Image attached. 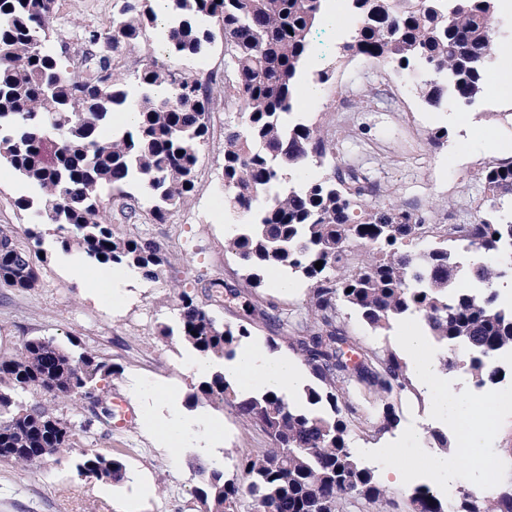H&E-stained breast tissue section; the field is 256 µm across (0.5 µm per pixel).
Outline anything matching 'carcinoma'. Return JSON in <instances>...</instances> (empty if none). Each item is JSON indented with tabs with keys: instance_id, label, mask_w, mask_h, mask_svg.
I'll list each match as a JSON object with an SVG mask.
<instances>
[{
	"instance_id": "obj_1",
	"label": "carcinoma",
	"mask_w": 512,
	"mask_h": 512,
	"mask_svg": "<svg viewBox=\"0 0 512 512\" xmlns=\"http://www.w3.org/2000/svg\"><path fill=\"white\" fill-rule=\"evenodd\" d=\"M360 28L345 49L406 71L413 60L428 67L417 80L434 106L474 99L483 73L512 46L498 34L496 0H350ZM170 19L162 45L172 56H200L215 21L224 35V103L238 106L242 125L224 131V198L244 222L227 239L230 252L260 287L268 271L287 270L307 282L306 303L276 318L279 336L304 363L311 383L300 403L274 391L242 393L224 375L252 337L251 317L266 312L242 302L244 317L229 325L193 297L180 296L178 336L198 356L216 361L214 372L185 397L190 408L229 405L243 425L260 431L269 448L238 463L247 479L251 512H392L393 501L360 464L351 428L384 434L398 424L395 401L420 397L407 363L395 350L374 349L350 336L342 310H354L375 331L417 317L448 349L440 368H464L475 383L499 380L496 357L512 352V307L497 304L496 284L512 264H473L478 286L459 285L458 242L476 254L512 256V215L501 200L512 197V161L493 160L482 173L488 209L470 224L454 225L427 243L426 225L414 209L389 200H367L369 178L334 161L332 135L284 116L298 106L297 75L323 0H168ZM56 0H0V161L36 186L39 199L21 197L18 207L56 225L61 246L75 248L101 265L142 269L153 279L169 264L161 244L142 234L119 236L103 215L101 191L127 197L131 182L144 188L159 223L195 191L200 147L207 141L213 97L196 76L152 63L139 74L137 99L112 81L111 53L159 27L155 0H123L103 35L86 30L82 69L69 71L45 47ZM167 93L155 95L158 87ZM133 112V126L112 130L113 115ZM329 164L316 178L306 165ZM0 225V286L28 291L38 283L30 243L40 233ZM322 268H315L316 262ZM116 366L86 349H66L53 339L26 337L17 353L0 357V460L33 469L73 449L71 421L47 406L27 407L12 393L35 391L79 409L98 410L110 424L100 380ZM366 391L381 407L372 416L352 397ZM432 447L448 451V433L426 428ZM78 477L108 484L127 478L123 459L83 449L74 460ZM241 488L224 478V462L202 470L195 497L205 512H237ZM411 512H512V483L462 489L453 502L436 488L419 485Z\"/></svg>"
}]
</instances>
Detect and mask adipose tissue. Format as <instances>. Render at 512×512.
<instances>
[{
  "mask_svg": "<svg viewBox=\"0 0 512 512\" xmlns=\"http://www.w3.org/2000/svg\"><path fill=\"white\" fill-rule=\"evenodd\" d=\"M224 374L246 391L274 390L292 399L298 398L307 382V373L298 360L270 353L255 341L243 344L236 359L225 363Z\"/></svg>",
  "mask_w": 512,
  "mask_h": 512,
  "instance_id": "1",
  "label": "adipose tissue"
}]
</instances>
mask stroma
I'll list each match as a JSON object with an SVG mask.
<instances>
[{"label": "stroma", "instance_id": "35a3bbf8", "mask_svg": "<svg viewBox=\"0 0 512 512\" xmlns=\"http://www.w3.org/2000/svg\"><path fill=\"white\" fill-rule=\"evenodd\" d=\"M122 0H62L57 5L48 47L77 49L86 29L108 32ZM336 37V20L322 15L317 38L299 77L311 88L298 107L310 124L330 128L336 156L370 178L373 202L398 199L417 210L429 224H468L487 208L479 177L491 160L512 159V112L494 107L481 97L470 107L435 109L414 87L405 90L406 103L396 109L388 96L390 83L401 78L391 65L375 58L351 55ZM152 62L175 72L208 68L224 72V38L215 36L204 60L168 56L158 30H149L137 43L112 55V77L130 96H138L135 79L143 64ZM323 71L329 80L314 85ZM235 108L210 115V135L201 147L196 189L191 201L171 211L164 223L153 221L141 209L137 224L116 222L118 233L139 231L160 242L170 256L156 279L121 289L114 299H92V284L101 275L100 264L82 258L78 250L64 251L55 225H40L39 249L47 260L40 266L36 288L20 292L0 286V356L14 355L22 337L41 336L60 345L81 343L119 365L117 375L101 381L108 396L121 397L135 412L128 429L91 427L81 430L84 416L67 404H56L58 415L75 423L74 447L102 453H122L128 479L105 485L79 478L64 457L48 459L36 470L0 461V512H203L194 490L201 482L199 449L187 447L172 454L161 444L149 416L165 418L166 397L182 403L194 385L184 368L188 349L179 336H167L163 327H176L179 294L187 292L221 323L239 322V306L225 305L198 287L201 279L219 280L223 287L244 288L243 271L225 252L227 227L236 216L224 205L223 147L225 125H235ZM444 129L448 140L436 146L432 133ZM34 187L0 163V225L17 230L31 227L29 211L18 208L22 196H36ZM396 430L372 440L354 436L355 448L373 450L398 439L409 425L428 419V402L412 396L396 401ZM187 427L203 419L221 424L216 442L224 450V474L239 477L237 459L268 446L258 431L244 429L235 410L198 408L181 410Z\"/></svg>", "mask_w": 512, "mask_h": 512}]
</instances>
